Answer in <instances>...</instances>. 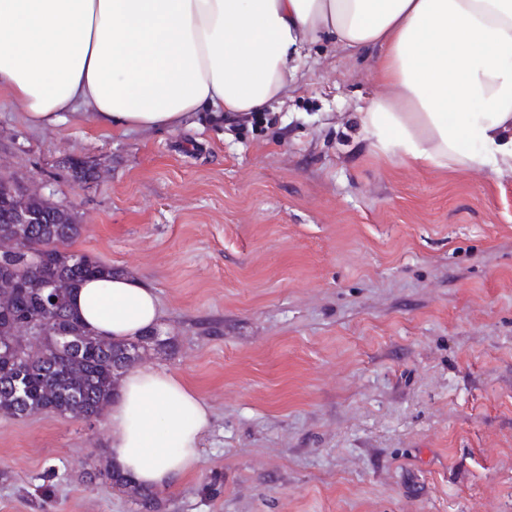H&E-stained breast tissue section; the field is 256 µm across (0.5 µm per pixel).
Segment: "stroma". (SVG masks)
I'll return each mask as SVG.
<instances>
[{"mask_svg":"<svg viewBox=\"0 0 512 512\" xmlns=\"http://www.w3.org/2000/svg\"><path fill=\"white\" fill-rule=\"evenodd\" d=\"M374 63L320 40L279 101L176 131L0 96V179L155 289L171 346L141 363L211 408L160 512H512V178L369 149ZM109 456L106 417H0V512H138L88 479Z\"/></svg>","mask_w":512,"mask_h":512,"instance_id":"35a3bbf8","label":"stroma"}]
</instances>
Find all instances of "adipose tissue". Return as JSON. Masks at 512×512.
<instances>
[{
    "instance_id": "obj_1",
    "label": "adipose tissue",
    "mask_w": 512,
    "mask_h": 512,
    "mask_svg": "<svg viewBox=\"0 0 512 512\" xmlns=\"http://www.w3.org/2000/svg\"><path fill=\"white\" fill-rule=\"evenodd\" d=\"M376 53L360 130L425 168L512 176V0H0V93L35 127L90 116L176 130L194 113L255 112L294 80L307 44ZM71 304L100 336L156 330L158 296L129 273ZM212 413L181 377L129 369L109 410L111 455L134 484L192 475Z\"/></svg>"
}]
</instances>
